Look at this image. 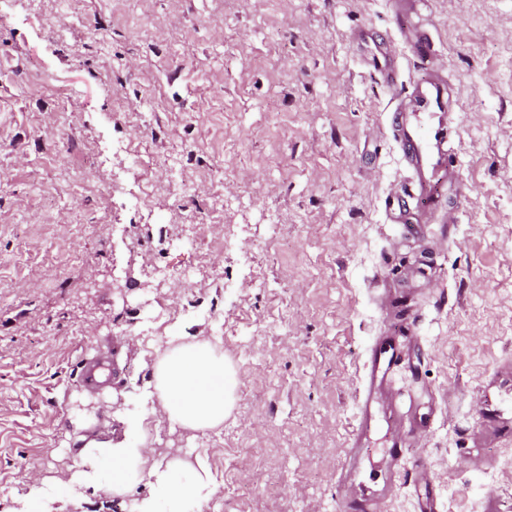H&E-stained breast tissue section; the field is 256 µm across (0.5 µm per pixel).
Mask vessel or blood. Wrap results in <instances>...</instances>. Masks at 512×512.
Masks as SVG:
<instances>
[{
  "instance_id": "obj_1",
  "label": "vessel or blood",
  "mask_w": 512,
  "mask_h": 512,
  "mask_svg": "<svg viewBox=\"0 0 512 512\" xmlns=\"http://www.w3.org/2000/svg\"><path fill=\"white\" fill-rule=\"evenodd\" d=\"M389 2L399 22L405 51L428 64L425 74L410 89L394 95L391 107L390 127L409 180L404 194L389 200L386 209L391 223L399 225L404 233L415 234L445 197H463L464 189L454 149L457 128L448 83L432 65L436 56L433 38L418 20L424 0ZM370 64L385 87L394 86L398 62L391 49L378 48ZM396 353L392 337L375 342L368 363L370 390L386 381L382 358L395 357Z\"/></svg>"
}]
</instances>
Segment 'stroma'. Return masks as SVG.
Listing matches in <instances>:
<instances>
[{
  "label": "stroma",
  "mask_w": 512,
  "mask_h": 512,
  "mask_svg": "<svg viewBox=\"0 0 512 512\" xmlns=\"http://www.w3.org/2000/svg\"><path fill=\"white\" fill-rule=\"evenodd\" d=\"M422 15L464 198L415 236L386 219L405 171L355 41L401 49L387 0H0V512L36 480L74 497L101 436L205 460L204 512H512V0ZM381 336L401 354L362 434ZM195 343L240 380L204 433L153 392ZM406 409L429 427L394 435Z\"/></svg>",
  "instance_id": "1"
}]
</instances>
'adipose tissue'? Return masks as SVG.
<instances>
[{
	"mask_svg": "<svg viewBox=\"0 0 512 512\" xmlns=\"http://www.w3.org/2000/svg\"><path fill=\"white\" fill-rule=\"evenodd\" d=\"M155 379L169 420L197 431L223 423L237 385L223 357L204 344L166 353L156 366ZM101 458L112 463L110 479H103L97 467ZM69 482L79 492L96 491L107 483L120 496L134 486H144L148 493L136 500L134 512H200L216 491L203 460L151 461L140 446L110 438L90 441L87 454L73 466Z\"/></svg>",
	"mask_w": 512,
	"mask_h": 512,
	"instance_id": "1",
	"label": "adipose tissue"
}]
</instances>
